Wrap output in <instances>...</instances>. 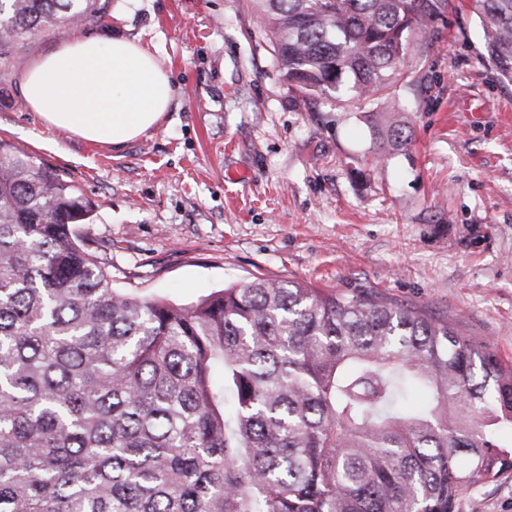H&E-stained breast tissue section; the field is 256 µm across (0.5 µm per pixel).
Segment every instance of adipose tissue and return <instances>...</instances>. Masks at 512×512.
Here are the masks:
<instances>
[{
  "instance_id": "ef3b65f1",
  "label": "adipose tissue",
  "mask_w": 512,
  "mask_h": 512,
  "mask_svg": "<svg viewBox=\"0 0 512 512\" xmlns=\"http://www.w3.org/2000/svg\"><path fill=\"white\" fill-rule=\"evenodd\" d=\"M172 92L151 53L125 38H72L23 70L24 101L47 125L115 146L156 128Z\"/></svg>"
}]
</instances>
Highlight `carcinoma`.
Returning <instances> with one entry per match:
<instances>
[{
	"label": "carcinoma",
	"mask_w": 512,
	"mask_h": 512,
	"mask_svg": "<svg viewBox=\"0 0 512 512\" xmlns=\"http://www.w3.org/2000/svg\"><path fill=\"white\" fill-rule=\"evenodd\" d=\"M294 101L393 112L454 0H252ZM512 85V0H477ZM105 0H0V45ZM74 187L0 139V512H456L512 471V362L376 291L256 278L191 305L113 287Z\"/></svg>",
	"instance_id": "obj_1"
}]
</instances>
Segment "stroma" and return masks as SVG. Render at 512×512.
<instances>
[{
    "mask_svg": "<svg viewBox=\"0 0 512 512\" xmlns=\"http://www.w3.org/2000/svg\"><path fill=\"white\" fill-rule=\"evenodd\" d=\"M429 21L400 92L407 148L374 156L383 112L297 105L249 0H109L0 46V138L70 182L114 285L180 304L257 277L448 317L512 360V86L483 60L475 0ZM136 39L169 72L158 128L120 147L45 125L26 64L72 37ZM458 512H512V473L466 487Z\"/></svg>",
    "mask_w": 512,
    "mask_h": 512,
    "instance_id": "35a3bbf8",
    "label": "stroma"
}]
</instances>
